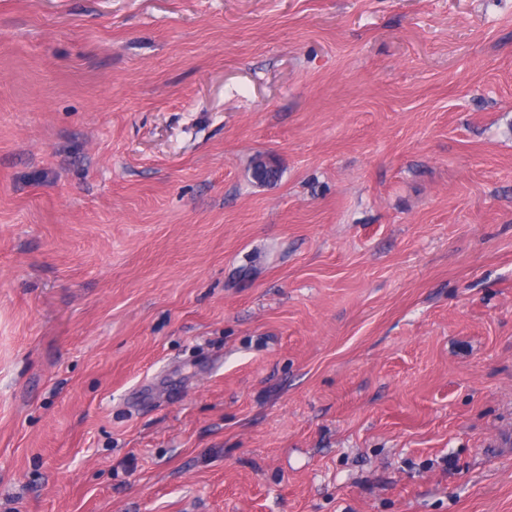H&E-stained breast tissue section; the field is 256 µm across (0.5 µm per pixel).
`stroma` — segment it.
<instances>
[{"label": "stroma", "mask_w": 512, "mask_h": 512, "mask_svg": "<svg viewBox=\"0 0 512 512\" xmlns=\"http://www.w3.org/2000/svg\"><path fill=\"white\" fill-rule=\"evenodd\" d=\"M0 512H512V0H0Z\"/></svg>", "instance_id": "obj_1"}]
</instances>
